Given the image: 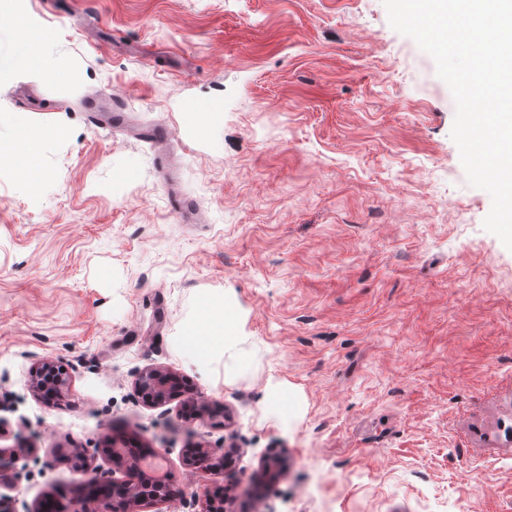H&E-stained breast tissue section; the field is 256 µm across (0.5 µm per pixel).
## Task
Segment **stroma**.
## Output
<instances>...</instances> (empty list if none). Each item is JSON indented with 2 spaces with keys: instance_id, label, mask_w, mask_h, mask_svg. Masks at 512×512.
I'll return each instance as SVG.
<instances>
[{
  "instance_id": "obj_1",
  "label": "stroma",
  "mask_w": 512,
  "mask_h": 512,
  "mask_svg": "<svg viewBox=\"0 0 512 512\" xmlns=\"http://www.w3.org/2000/svg\"><path fill=\"white\" fill-rule=\"evenodd\" d=\"M50 67L0 77L45 130L0 156V498L69 500L82 449L138 438L182 492L144 512H512V251L483 221L434 59L383 0H14ZM222 112L188 125L194 100ZM123 113L109 129L86 106ZM167 129V145L145 141ZM195 205L201 222L183 215ZM206 295L238 325L197 360ZM69 388L36 394L33 368ZM208 406H154L137 372ZM192 447L228 448L194 473ZM135 385L153 405H162L183 391L176 374L162 368H148L139 372Z\"/></svg>"
}]
</instances>
